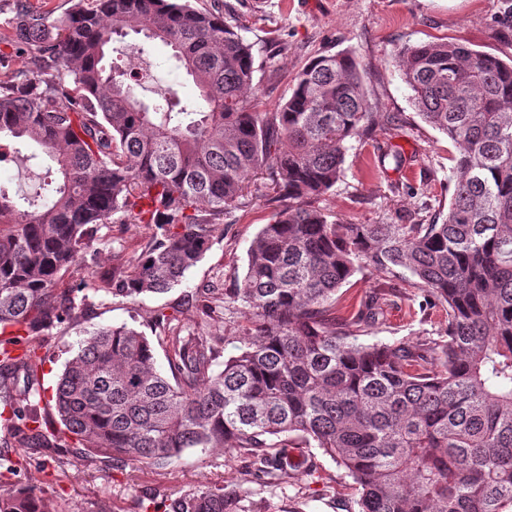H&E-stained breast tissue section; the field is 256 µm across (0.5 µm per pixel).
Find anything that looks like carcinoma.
I'll return each instance as SVG.
<instances>
[{
	"instance_id": "1",
	"label": "carcinoma",
	"mask_w": 512,
	"mask_h": 512,
	"mask_svg": "<svg viewBox=\"0 0 512 512\" xmlns=\"http://www.w3.org/2000/svg\"><path fill=\"white\" fill-rule=\"evenodd\" d=\"M14 29L35 67L0 79V135L40 144L58 175L40 212L0 189V405L18 444L135 470L222 448L247 456L258 481L288 476V449L318 448L353 480L358 512H512V63L454 42L399 51L418 115L459 147L448 213L339 224L316 202L342 176L349 140L374 124L350 53L314 58L262 112L251 46L189 0H74L55 19L20 2ZM131 31L172 49L197 104L172 87L147 104L105 65L113 36ZM264 166L288 205L252 241L229 296L250 313L237 353L220 364L215 341L189 344L159 314L166 377L144 333L94 328L38 398L44 359L8 347L75 320L86 289L134 300L179 285ZM116 214L158 232L128 264L57 288ZM364 266L404 270L447 307L432 347L359 341L381 310L373 296L336 315V292ZM19 472L0 453V512H43ZM167 512L256 510L214 484Z\"/></svg>"
}]
</instances>
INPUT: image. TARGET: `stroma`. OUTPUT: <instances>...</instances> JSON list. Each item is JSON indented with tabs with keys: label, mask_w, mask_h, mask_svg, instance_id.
I'll return each instance as SVG.
<instances>
[{
	"label": "stroma",
	"mask_w": 512,
	"mask_h": 512,
	"mask_svg": "<svg viewBox=\"0 0 512 512\" xmlns=\"http://www.w3.org/2000/svg\"><path fill=\"white\" fill-rule=\"evenodd\" d=\"M194 7L223 13L253 47L255 84L263 91L261 109L273 111L287 98L301 69L318 55L350 52L364 76L374 114V137L351 139L344 172L321 204L345 224H430L447 214L457 149L434 129L410 101L396 64L398 51L429 41H452L512 59V0H191ZM15 0H0V65L31 68L30 55L13 42ZM152 64L144 90L176 84L184 103L196 90L178 61L163 46H147ZM15 159L0 173V188L10 195L34 196L51 160L30 140L9 143ZM386 161H379V154ZM268 170L252 177L248 194L224 217L211 249L182 283L169 292L131 303L90 295L77 321L55 325L28 337L26 348L44 356L40 393L49 397L70 350L84 329L98 326L136 328L154 336V318H174L189 338L220 336L222 357L234 354L247 325L242 306H225V293L242 281L248 250L262 224L281 209ZM143 224L101 227L85 264L66 275L76 287L87 268L110 269L139 253L152 234ZM375 293L384 298L383 314L367 329L364 341L409 340L429 345L448 323L441 305L429 302L409 274L384 275L366 267L336 293L341 312L357 311ZM0 449L19 463L24 484L35 489L45 512H165L174 495L200 485L231 483L259 501L263 512H358V493L344 468L316 448H295L300 466L288 478L256 481L249 460L227 458L223 450L189 449L161 466L131 470L95 456L26 448L12 444L0 418Z\"/></svg>",
	"instance_id": "1"
}]
</instances>
